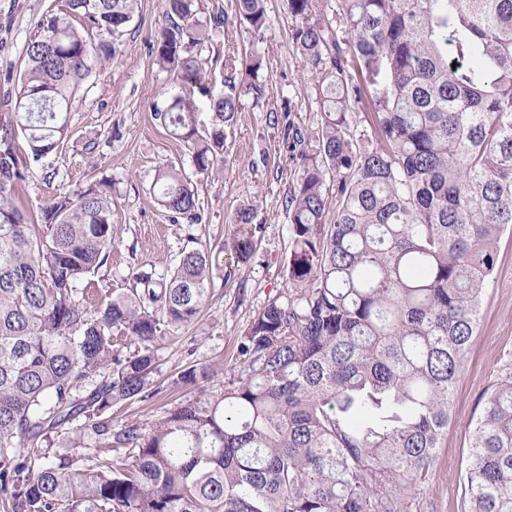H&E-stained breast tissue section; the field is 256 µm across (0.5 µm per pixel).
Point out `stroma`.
I'll return each mask as SVG.
<instances>
[{"instance_id":"35a3bbf8","label":"stroma","mask_w":512,"mask_h":512,"mask_svg":"<svg viewBox=\"0 0 512 512\" xmlns=\"http://www.w3.org/2000/svg\"><path fill=\"white\" fill-rule=\"evenodd\" d=\"M196 8L200 18L219 13L227 20L213 30L202 52V84L212 95L223 94L225 57L233 53L247 61L257 51L262 58L258 81L265 87L263 96L240 98L236 121L227 131L223 175L195 178L202 223H173L151 190L156 170L189 159L187 147L154 118L173 86L172 73L159 68L153 48L163 22L162 0H140L133 21L114 41V58L93 66L77 93L64 146L45 164L31 165L15 191L21 206L34 213L60 188L78 190L101 178L112 180L118 234L107 265L95 277L99 302L127 288L131 269L169 273L189 238L220 247L232 236L233 217L241 206L252 204L258 211L255 252L245 261L225 253L199 318L158 339L154 379L164 391L149 403L116 406L112 425L117 430L131 420L148 427L160 419L172 401L165 389L168 377L190 364H212L215 389L238 370V347L252 318L287 288L282 261L290 236L284 197L296 182L299 160L276 119L290 116L308 135L322 122L318 84L296 55L291 40L295 20L286 0H266V23L258 30L236 20V0H196ZM66 11V0H0V100L17 84L26 46L42 20ZM511 370L512 234L506 233L456 382V422L425 481L405 495L403 512H461L469 465L466 427L480 414L485 394Z\"/></svg>"}]
</instances>
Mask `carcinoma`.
Wrapping results in <instances>:
<instances>
[{"label": "carcinoma", "mask_w": 512, "mask_h": 512, "mask_svg": "<svg viewBox=\"0 0 512 512\" xmlns=\"http://www.w3.org/2000/svg\"><path fill=\"white\" fill-rule=\"evenodd\" d=\"M163 2L156 62L197 83L207 26L194 0ZM136 5L68 0L69 15L27 44L0 115V512H398L384 485L409 491L429 472L512 230V0H287L323 112L284 200L287 291L251 321L224 388L192 364L171 386L196 395L149 429L116 431L113 407L162 392L158 338L197 318L224 251L251 257L257 218L238 209L223 248L185 249L167 277L134 269L130 288L95 307L88 285L118 231L112 182L59 190L39 224L15 203L27 168L16 137L34 163L59 150L91 63L112 57ZM237 11L255 29L266 21L265 0ZM225 67L208 126L180 92L154 113L197 174L220 170L241 92L262 94L236 81L234 58ZM365 94L364 139L349 113ZM153 191L173 222H202L184 166L158 169ZM468 430L461 512H512L511 375Z\"/></svg>", "instance_id": "cac0c4a2"}]
</instances>
